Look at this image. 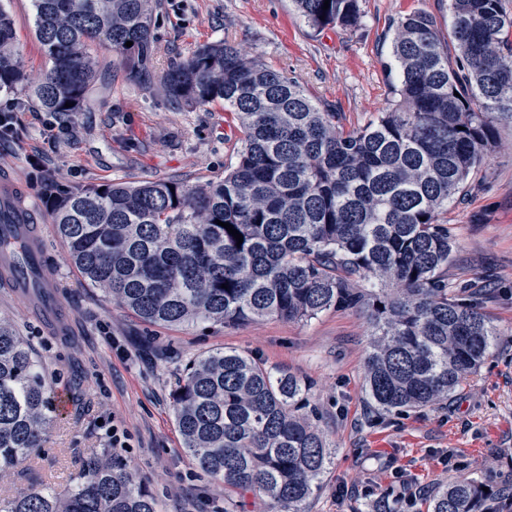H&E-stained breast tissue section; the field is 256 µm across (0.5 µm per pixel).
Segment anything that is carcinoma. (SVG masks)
<instances>
[{
    "instance_id": "cac0c4a2",
    "label": "carcinoma",
    "mask_w": 512,
    "mask_h": 512,
    "mask_svg": "<svg viewBox=\"0 0 512 512\" xmlns=\"http://www.w3.org/2000/svg\"><path fill=\"white\" fill-rule=\"evenodd\" d=\"M31 2L48 67L28 86L0 7L1 94L28 89L63 121L95 111L92 88L105 84L95 42L119 54L126 78L149 80L151 0ZM293 2L317 30L360 19L359 0H330L326 10L324 0ZM450 13L452 59L429 13L393 22L397 99L348 131L297 79L227 41L169 62L161 82L172 102L221 101L236 115V161L195 185L109 181L51 196L75 268L148 324L309 320L362 307L373 336L369 406L392 414L448 401L498 333L470 289L448 287L455 241L439 216L493 149L494 120L512 118V14L503 0H450ZM307 393L293 374L235 349L186 361L172 393L175 427L183 451L224 483L225 512L247 496L266 512H306L335 453L305 412ZM54 398L30 342L0 317V475L41 447ZM503 499L502 489L459 475L427 512H500ZM0 512H158V502L106 451L67 496L32 487L1 498Z\"/></svg>"
}]
</instances>
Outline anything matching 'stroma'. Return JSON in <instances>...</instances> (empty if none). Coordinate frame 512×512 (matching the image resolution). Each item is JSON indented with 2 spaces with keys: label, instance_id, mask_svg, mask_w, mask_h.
Instances as JSON below:
<instances>
[{
  "label": "stroma",
  "instance_id": "obj_1",
  "mask_svg": "<svg viewBox=\"0 0 512 512\" xmlns=\"http://www.w3.org/2000/svg\"><path fill=\"white\" fill-rule=\"evenodd\" d=\"M357 27L316 30L292 0H158L151 83L126 79L111 47L95 45L108 87L93 112L66 127L27 100L0 95L15 110L14 137L0 141V174L12 173L44 233L47 268L70 320L49 331L25 301L0 288V317L35 348L56 390L80 376L82 401L57 415L30 463L35 478L67 493L83 477L71 459L115 447L157 498L160 512H224V485L182 450L170 393L191 355L233 348L306 381L317 424L335 454L308 512H425L424 501L465 474L500 487L512 483V119L496 121V147L467 192L442 215L455 236L448 285L481 289V308L499 333L494 349L448 402L402 414L367 404L364 365L371 329L360 309L329 310L303 321L165 328L140 321L73 266L49 216L48 187L74 189L108 180L138 183L177 177L193 185L219 179L234 162L238 122L223 103L172 104L160 89L168 61L225 40L303 84L345 128L385 111L397 72L391 24L411 11L431 14L447 34L450 0H359ZM14 19L29 76L45 58L31 0H0ZM120 444H113V434ZM31 477V478H34ZM11 470L0 495L30 487ZM419 489L406 503V487Z\"/></svg>",
  "mask_w": 512,
  "mask_h": 512
}]
</instances>
